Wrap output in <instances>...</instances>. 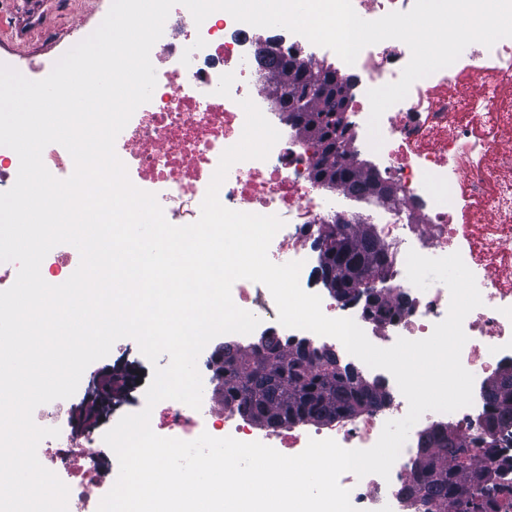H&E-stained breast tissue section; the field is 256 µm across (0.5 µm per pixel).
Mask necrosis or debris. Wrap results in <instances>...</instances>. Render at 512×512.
Returning <instances> with one entry per match:
<instances>
[{"mask_svg":"<svg viewBox=\"0 0 512 512\" xmlns=\"http://www.w3.org/2000/svg\"><path fill=\"white\" fill-rule=\"evenodd\" d=\"M264 33V28L238 22L224 11L198 25L187 19L185 10L172 9L160 39L168 66L157 72L149 103L126 125L118 156L128 171L156 184V198L169 223H194L222 153L242 136L240 102L252 99L280 139L267 159L235 163L219 200L232 210L280 217L281 242L271 260L302 262L300 284L313 293L322 226L362 218L345 209L342 196L321 193L312 178L320 158L316 146L273 111L275 81L255 62ZM410 57L405 43L391 39L364 48L354 64L341 61L336 66L354 85L344 114L350 138L346 160L397 189L395 200L368 199L364 218L387 257L382 304L392 317L368 319L361 303L347 304L330 295L323 297L322 311L331 318H352L377 346L401 337L425 339L446 317L450 293L440 282L423 291L410 283L406 255L411 250L434 258L460 253L483 300L463 322L468 340L461 362L474 376L473 403L450 413H424L389 478L347 472L339 482L349 490L357 512H427L409 491L425 465L419 451L422 435L444 426L466 455L491 470L503 486L490 512H512V422L500 423L492 432L486 429V394L512 369V38L490 48L471 44L454 64L416 81L405 99L384 112L383 144L372 150L367 92L397 81ZM232 299L260 320L251 334L229 335L241 350L250 351L263 336L286 349L307 342L316 351L334 352L340 363L376 385L384 400L329 425H292L274 434L256 431L247 417L224 408L197 411L163 400L150 420L162 436L189 441L206 432L258 441L293 456L312 438H330L346 449L370 448L387 421L407 414L408 402L388 371L368 367L335 338L282 326L267 287L234 289ZM40 446L45 467L69 476L68 512H89L93 490L110 481L118 463L102 436L77 430Z\"/></svg>","mask_w":512,"mask_h":512,"instance_id":"1","label":"necrosis or debris"}]
</instances>
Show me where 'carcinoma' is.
I'll return each instance as SVG.
<instances>
[{"label": "carcinoma", "instance_id": "obj_1", "mask_svg": "<svg viewBox=\"0 0 512 512\" xmlns=\"http://www.w3.org/2000/svg\"><path fill=\"white\" fill-rule=\"evenodd\" d=\"M275 79L277 103L287 119L302 125L306 136L320 147L322 158L314 177L330 189L347 192L356 199L373 196L374 178L364 177L355 165L344 161L349 138L340 130L342 114L328 107L329 97L322 87L332 72L324 67L302 65L295 68L278 56L266 61ZM321 275H334L343 287L334 297L353 287L366 296L370 317L385 312L380 294L371 281L386 275L385 259L376 237L365 226L328 224L320 238ZM264 348L241 353L230 343L215 353V378L224 390V401L236 405L251 421L269 428H282L295 421L328 423L366 410L383 400L348 366L339 364L336 354L326 352L317 364L308 348L300 344L284 350L270 337L262 338ZM493 413L489 426L512 420V372L489 391ZM455 438L445 429H437L421 440L420 448L428 457L416 491L423 502L437 512H447L451 499L462 498L472 512H480L490 491L491 475L472 466L466 456L455 450Z\"/></svg>", "mask_w": 512, "mask_h": 512}]
</instances>
